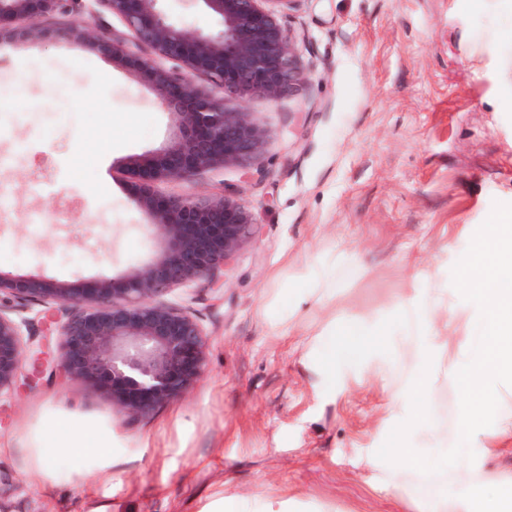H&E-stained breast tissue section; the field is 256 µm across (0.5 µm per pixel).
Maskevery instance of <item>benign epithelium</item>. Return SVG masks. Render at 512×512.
<instances>
[{
    "mask_svg": "<svg viewBox=\"0 0 512 512\" xmlns=\"http://www.w3.org/2000/svg\"><path fill=\"white\" fill-rule=\"evenodd\" d=\"M60 0H0V22L23 18L27 25H0V48L47 36L39 19ZM120 17L134 39L127 50L103 25L93 22V6L54 37H79L105 56L139 61L136 50L182 63L202 74L214 90L202 92L187 78L146 67V81L159 105L177 117L169 143L138 166L137 207L147 232L160 245L158 256L135 265L119 281L88 288L41 277L17 278L0 271V299L22 306L52 302L61 306L50 320L62 344L61 364L74 379L112 393L120 412L141 414L189 390L205 371V338L193 316L159 297L171 289L225 266L248 241L254 219L233 196L187 200L155 194V183L203 170L242 165L255 156L265 131L242 109L224 106L227 97L254 95L275 100L295 93L302 71L278 15L297 0H189L210 13L216 29L197 30L170 19L166 0H100ZM24 356L21 324L0 312V391L18 376Z\"/></svg>",
    "mask_w": 512,
    "mask_h": 512,
    "instance_id": "7a95c632",
    "label": "benign epithelium"
}]
</instances>
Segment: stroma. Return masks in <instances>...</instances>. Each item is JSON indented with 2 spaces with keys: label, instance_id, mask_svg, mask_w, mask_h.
<instances>
[{
  "label": "stroma",
  "instance_id": "1",
  "mask_svg": "<svg viewBox=\"0 0 512 512\" xmlns=\"http://www.w3.org/2000/svg\"><path fill=\"white\" fill-rule=\"evenodd\" d=\"M279 22L299 94L225 101L266 130L261 152L245 170L154 186L231 195L255 219L225 269L162 297L202 325V377L150 412L113 410L61 368L47 304L0 302L26 322L23 367L0 391V512H203L222 497L250 512H425L376 452L408 416L398 388L436 349L419 312L434 298L467 326L435 356L430 420L409 442L434 457L458 441L452 375L479 312L451 269L494 203H512V0H297ZM174 122L137 71L85 42L0 51V270L81 286L151 260L130 169ZM346 326L384 329L382 349L337 357ZM58 422L103 434L111 468L75 458L44 471ZM471 448L474 468L512 474L498 426Z\"/></svg>",
  "mask_w": 512,
  "mask_h": 512
}]
</instances>
